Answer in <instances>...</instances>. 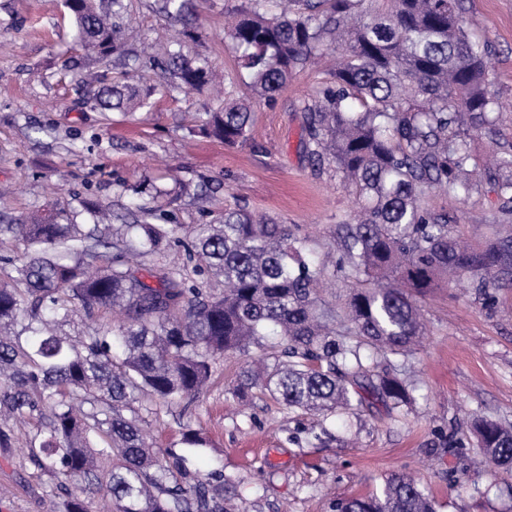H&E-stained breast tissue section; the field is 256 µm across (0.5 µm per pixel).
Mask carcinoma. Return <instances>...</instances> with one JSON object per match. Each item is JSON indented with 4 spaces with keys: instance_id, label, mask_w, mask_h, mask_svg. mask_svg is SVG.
<instances>
[{
    "instance_id": "cac0c4a2",
    "label": "carcinoma",
    "mask_w": 512,
    "mask_h": 512,
    "mask_svg": "<svg viewBox=\"0 0 512 512\" xmlns=\"http://www.w3.org/2000/svg\"><path fill=\"white\" fill-rule=\"evenodd\" d=\"M77 43L103 64L115 58L160 70L171 89L215 83V66L189 59L169 37L158 51L130 47L132 0H63ZM181 18L189 0H155ZM225 38L250 78L251 96L224 98L201 132L235 146L248 139L253 101H271L292 75L336 57L330 81L303 112L310 156L327 167L359 205L338 224L336 243L306 261L313 239L275 218L224 207L220 223L193 231L152 224L103 228L64 207L1 224L32 249L0 283V414L42 423L25 449L56 480L52 512H87L85 494L112 500L116 512H224L223 490L181 482L174 472L204 440L189 430L185 447L156 450L146 441L134 403L192 400L226 352L269 350L272 366L250 370L234 394L256 383L290 409L320 415L369 399L412 401L408 383L388 371L425 335L420 300L429 288L468 280L475 298L497 304L495 288H512V219L475 246L448 214L428 206L436 189L461 199L476 187L473 137L493 134L501 113L489 77L488 46L465 24L464 0H243ZM102 112L146 107L152 88L125 74L98 90ZM496 193L512 202V151L496 154ZM184 248L181 265L143 269L128 256ZM112 261L97 264L101 250ZM219 280L201 288L188 270ZM349 288L345 305H329V280ZM117 311L110 323L95 313ZM83 312V335L57 327ZM476 446L512 469V425L478 417ZM173 459V466L166 460ZM334 512H434L429 492L407 474L381 491L338 499Z\"/></svg>"
}]
</instances>
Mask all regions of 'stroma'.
Returning <instances> with one entry per match:
<instances>
[{
	"instance_id": "35a3bbf8",
	"label": "stroma",
	"mask_w": 512,
	"mask_h": 512,
	"mask_svg": "<svg viewBox=\"0 0 512 512\" xmlns=\"http://www.w3.org/2000/svg\"><path fill=\"white\" fill-rule=\"evenodd\" d=\"M134 0L128 37L142 44L185 26ZM241 0H192L199 41L187 56L209 58L231 96L248 95L237 55L224 38V14ZM470 34L488 44L501 121L479 135L474 154L512 149V0H465ZM111 68L82 49L62 0H0V224L60 203L82 211L90 200L123 221L156 208L162 224L193 230L215 223L225 205L265 213L331 244L352 220L354 198L335 174L318 170L305 148L302 108L327 82L323 68L297 71L272 103H257L247 141L229 148L200 132L215 106L207 90L154 94L129 116H107L89 100L90 75ZM168 190L156 200L157 189ZM489 182L454 201L433 192L429 206L447 210L463 238L484 241L502 218ZM488 309L468 282L437 288L421 303L422 347L391 356L413 386L411 403L377 402L315 417L260 389L237 399L248 356L230 353L212 365L193 402L143 404L151 442L179 448L199 431L207 445L189 467L193 478L223 484L230 512H332L336 499L381 490L394 473L412 475L433 496L436 512H512V471L486 461L472 444L471 419L512 421V288ZM39 425L0 421V512H45L55 482L24 454Z\"/></svg>"
}]
</instances>
